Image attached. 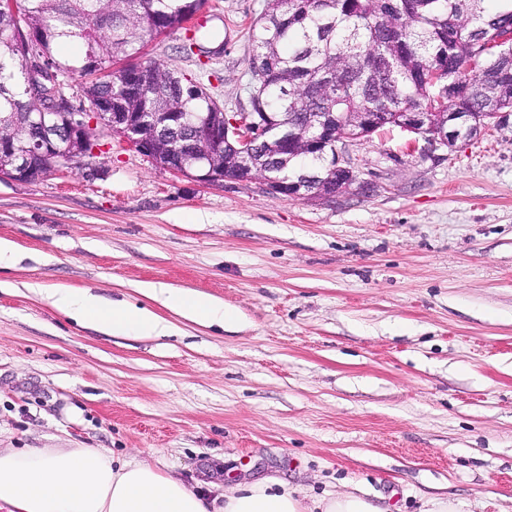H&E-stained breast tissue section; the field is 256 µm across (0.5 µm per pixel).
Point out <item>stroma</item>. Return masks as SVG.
<instances>
[{
    "instance_id": "obj_1",
    "label": "stroma",
    "mask_w": 512,
    "mask_h": 512,
    "mask_svg": "<svg viewBox=\"0 0 512 512\" xmlns=\"http://www.w3.org/2000/svg\"><path fill=\"white\" fill-rule=\"evenodd\" d=\"M266 0H207L214 37L141 57L225 112L250 108V23ZM332 199L258 180L202 184L119 138L90 165L0 178V448H104L188 482L269 476L307 499L361 490L390 512H512V115L432 148L399 127L338 147ZM235 311L224 330L146 284ZM150 307L167 336H113L48 289Z\"/></svg>"
}]
</instances>
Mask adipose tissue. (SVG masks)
Listing matches in <instances>:
<instances>
[{
  "instance_id": "ef3b65f1",
  "label": "adipose tissue",
  "mask_w": 512,
  "mask_h": 512,
  "mask_svg": "<svg viewBox=\"0 0 512 512\" xmlns=\"http://www.w3.org/2000/svg\"><path fill=\"white\" fill-rule=\"evenodd\" d=\"M148 296L175 313L209 325L232 324L237 315L207 296L161 283ZM48 294L62 314L95 322L116 336H163L169 324L146 308L108 303L78 288ZM0 506L10 512H384L356 494L304 502L286 483L237 482L193 487L153 462L114 457L100 448H0Z\"/></svg>"
}]
</instances>
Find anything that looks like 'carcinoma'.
Here are the masks:
<instances>
[{
  "label": "carcinoma",
  "instance_id": "1",
  "mask_svg": "<svg viewBox=\"0 0 512 512\" xmlns=\"http://www.w3.org/2000/svg\"><path fill=\"white\" fill-rule=\"evenodd\" d=\"M485 0H267L263 15L252 29L251 84L258 97L250 111L275 112L279 124L254 143L259 165L285 182L321 171L328 184L353 181V166L335 154L311 144L305 116L332 112L343 131L354 139L367 137L356 113L372 112L376 128L398 125L400 113L428 108L437 95L422 73L434 64L442 67L456 95L446 106H436L431 122L442 123V113L469 112L482 123L497 124L494 113L512 112V57H488L477 52L478 37L512 33V0L489 13ZM205 0H21L16 10L0 9V120L8 130L24 112H41L31 101L23 61L30 52L49 58L59 78L67 82L90 64L109 66L120 57L136 56L152 35L149 19L165 29H178ZM41 35L35 43L18 41V26ZM67 40L82 45L76 60L57 56ZM156 82L149 100H138V112H178L185 127L157 133L156 159L169 157L166 145L190 143L193 128L218 122L223 111L195 83L180 99L161 104L154 92L171 77L184 74L151 59ZM121 79L109 84L92 79L82 85L89 97L109 96ZM292 143L295 156L288 169H278L281 138ZM224 172L238 177L243 168L238 153L224 149Z\"/></svg>",
  "mask_w": 512,
  "mask_h": 512
}]
</instances>
